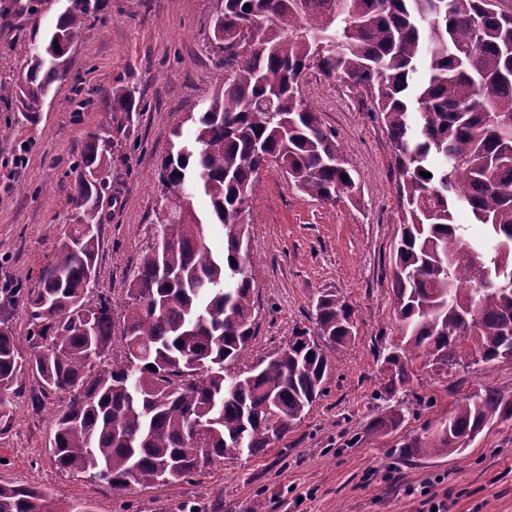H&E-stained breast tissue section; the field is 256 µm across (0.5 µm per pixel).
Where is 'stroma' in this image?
Returning a JSON list of instances; mask_svg holds the SVG:
<instances>
[{
	"label": "stroma",
	"instance_id": "1",
	"mask_svg": "<svg viewBox=\"0 0 512 512\" xmlns=\"http://www.w3.org/2000/svg\"><path fill=\"white\" fill-rule=\"evenodd\" d=\"M66 5L43 0L36 19L0 18V82L21 76ZM216 6L217 0H108L89 18V36L70 49L69 71L38 117L0 101V127L10 130L0 137V310L16 335L26 333V300L6 291L37 287L56 259L79 216L71 164L91 135L111 125L106 98L122 83L139 89L145 109L126 131L112 134L120 149L92 292L125 296L142 252L157 239L152 218L163 200L155 170L170 149L171 130L182 126L185 143H193L195 117L224 82L208 43ZM301 89L361 176L356 203L331 205L303 195L273 167L263 172L253 202L256 334L247 362L277 350L293 330H314L313 305L323 292H336L356 313V335L334 354L324 393L304 421L264 454L213 464L182 484L118 494L53 463V414L69 398L33 406L38 384L26 377L12 398L11 425L0 433V484L40 485L59 507L78 504L85 512H178L184 502L202 512H427L433 500L444 512H512V422L484 429L449 456L402 451L481 385L512 397V360L448 373L420 369L406 392L376 398L385 369L378 352L400 334L392 291L402 221L394 153L369 99L315 69ZM394 404L405 413L403 423L372 438V422Z\"/></svg>",
	"mask_w": 512,
	"mask_h": 512
}]
</instances>
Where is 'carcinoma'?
I'll use <instances>...</instances> for the list:
<instances>
[{"instance_id": "1", "label": "carcinoma", "mask_w": 512, "mask_h": 512, "mask_svg": "<svg viewBox=\"0 0 512 512\" xmlns=\"http://www.w3.org/2000/svg\"><path fill=\"white\" fill-rule=\"evenodd\" d=\"M106 0H68L42 48L0 100L34 115L86 38ZM502 0H218L210 45L224 85L198 119L194 146L162 160L161 239L142 253L121 305L85 294L97 273L98 214L112 189L117 143L95 134L72 165L78 223L55 263L27 290L25 339L0 319V432L12 418L11 389L25 375L32 401L72 394L54 417L50 456L121 492L188 482L206 466L267 451L301 422L324 390L330 352L355 336L353 308L330 291L313 313L316 337L296 330L246 365L253 278L247 224L261 171L276 166L305 195L353 202L358 173L302 95L317 68L374 101L395 153L403 210L394 258L402 336L382 350L386 393L405 391L412 363L439 370L512 359V10ZM144 109L133 86L112 89L121 125ZM430 177L425 178L420 172ZM200 190L210 213L194 210ZM463 203L488 236L467 239L455 223ZM224 244L213 251L206 227ZM121 332V354L112 358ZM206 371L193 374L192 363ZM512 399L486 384L404 444L406 455L464 449ZM404 421L394 408L370 433ZM0 512H54L39 486L0 485Z\"/></svg>"}]
</instances>
